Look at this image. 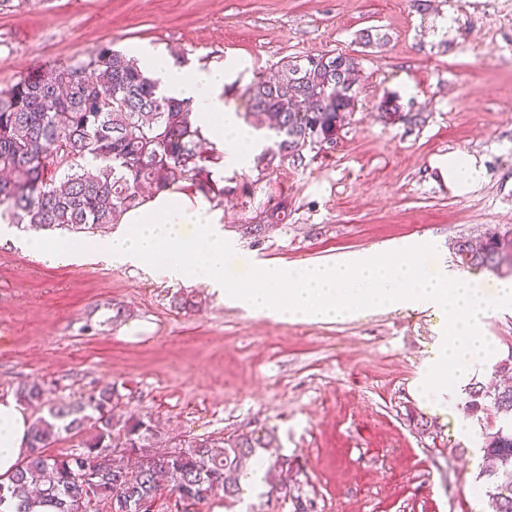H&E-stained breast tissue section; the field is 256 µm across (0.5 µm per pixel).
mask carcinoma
Here are the masks:
<instances>
[{
    "label": "carcinoma",
    "mask_w": 512,
    "mask_h": 512,
    "mask_svg": "<svg viewBox=\"0 0 512 512\" xmlns=\"http://www.w3.org/2000/svg\"><path fill=\"white\" fill-rule=\"evenodd\" d=\"M359 60L338 52L290 57L269 77L246 85L245 119L264 129L269 142L256 157L268 170L303 160L306 149L336 142L355 110ZM387 118L401 114L399 96L381 98ZM197 113L188 101L159 90L138 59L108 46L96 48L75 65L36 71L0 90V220L34 230L90 234L114 225L144 202L143 190H172L181 180L204 195L213 192V169L223 164L217 148L206 154ZM287 217L276 204L265 223L247 233L261 236L269 224ZM468 268L512 271V242L485 229L475 244L455 243ZM28 408H48L49 418L31 426L28 452L0 481V512L15 500V512H31L49 502L55 512H149L163 494L179 501H203L224 493V505L240 500L243 462L274 439L255 431L224 438H199L188 448L139 455L152 447V425L136 417L112 418V388L96 390L75 404L46 402L43 384L29 381L15 391ZM493 409L507 426L485 434L483 451L492 461L487 495L493 512H512V385L494 392L477 385L466 409L477 415ZM77 439L58 454L46 452L59 430Z\"/></svg>",
    "instance_id": "carcinoma-1"
}]
</instances>
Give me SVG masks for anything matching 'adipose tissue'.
<instances>
[{
    "mask_svg": "<svg viewBox=\"0 0 512 512\" xmlns=\"http://www.w3.org/2000/svg\"><path fill=\"white\" fill-rule=\"evenodd\" d=\"M140 67L157 79L166 93L191 101L202 119V132L217 143H230L229 161H236L251 149L245 128L233 108L225 106L221 93L226 80L224 68L210 66L187 73L160 53H142ZM440 175L456 193H466L482 180L484 169L473 156L449 155L439 163ZM30 421L10 398L0 400V477L8 478L26 452Z\"/></svg>",
    "mask_w": 512,
    "mask_h": 512,
    "instance_id": "adipose-tissue-1",
    "label": "adipose tissue"
}]
</instances>
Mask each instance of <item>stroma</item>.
<instances>
[{"mask_svg":"<svg viewBox=\"0 0 512 512\" xmlns=\"http://www.w3.org/2000/svg\"><path fill=\"white\" fill-rule=\"evenodd\" d=\"M367 30L384 41L362 44ZM102 45L224 67V104L240 112L255 72L357 56L356 108L334 147L270 170L244 155L215 170L223 195L196 194L234 246L235 274L432 237L451 257L458 239L512 227V0H0V89ZM387 93L416 121L386 120ZM455 153L485 170L464 194L435 167ZM282 199V224L246 234ZM25 237L0 230L1 399L31 380L54 403L108 386L114 414L152 422L165 444L272 434L288 461L280 493H243L229 512H491L482 436L501 418L472 417L463 443L415 386L440 334L433 312L254 316L152 267L44 261ZM179 289L197 306L174 308Z\"/></svg>","mask_w":512,"mask_h":512,"instance_id":"obj_1","label":"stroma"}]
</instances>
